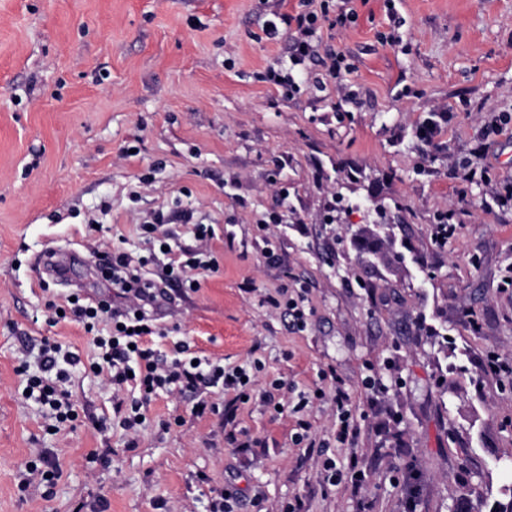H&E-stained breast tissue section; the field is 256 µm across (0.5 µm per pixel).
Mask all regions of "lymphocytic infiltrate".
I'll use <instances>...</instances> for the list:
<instances>
[{
	"label": "lymphocytic infiltrate",
	"instance_id": "f902f5d3",
	"mask_svg": "<svg viewBox=\"0 0 512 512\" xmlns=\"http://www.w3.org/2000/svg\"><path fill=\"white\" fill-rule=\"evenodd\" d=\"M356 18L351 8L332 11L331 0H298L293 12L277 14L275 20L263 27L265 37L270 40L278 39L283 33L290 35L287 70L270 67L257 73V80L274 86L288 97L300 90L298 75L308 64L317 63L334 80L338 93H345L344 78L352 66L345 54L323 46L320 31L326 26L354 22ZM195 236L199 243L196 250L187 252L185 260L168 262L164 272L152 276L146 272L147 258L113 250L106 265L112 271V284L119 290L120 303L105 299L85 303L78 299L65 301L61 306L64 318L82 324L86 332L92 333L100 350L96 360L89 364L90 371L104 377L115 389H123L128 383L138 389V399L131 401L129 412L119 421L127 433H137L143 407L160 390L194 393L200 387L219 384L241 398L250 394L244 380L245 369L228 370L220 363L196 358L185 340L175 342L169 357L151 344L152 336L157 333L153 311L170 301L169 286L175 282L185 288L200 284L218 267L217 259L206 246V228L196 227ZM62 361L73 365L78 357L63 351L58 343L44 342L41 372L26 380L31 398L50 407L59 423L75 418L69 394L63 387L67 373L58 367Z\"/></svg>",
	"mask_w": 512,
	"mask_h": 512
}]
</instances>
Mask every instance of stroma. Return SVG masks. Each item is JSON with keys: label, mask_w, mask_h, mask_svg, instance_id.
<instances>
[{"label": "stroma", "mask_w": 512, "mask_h": 512, "mask_svg": "<svg viewBox=\"0 0 512 512\" xmlns=\"http://www.w3.org/2000/svg\"><path fill=\"white\" fill-rule=\"evenodd\" d=\"M295 4L0 0V512H212L224 492L235 512L297 497L307 512H494L512 499V376L481 368L491 353L512 367V208L497 204L512 127L491 131L512 113V0H396L397 29L385 0H351L356 23L321 31L354 67L349 112L314 88L320 65L291 98L256 81L286 56L264 23ZM442 106L452 122L421 140ZM462 159L473 181L450 175ZM185 208L194 221L169 225L171 255L195 249L206 224L219 269L172 288L157 344L185 338L247 369L245 451L224 442L233 394L219 386L158 392L128 435L117 406L134 390L86 370L95 348L80 326L46 321L50 302L111 296L99 253L149 255L138 224ZM274 211L287 223H267ZM443 211L458 231L438 245ZM281 288L303 326L266 303ZM45 337L81 358L65 384L77 417L56 432L23 394ZM330 371L370 472L357 494L321 490L317 445L338 452ZM371 373L389 387L373 403ZM275 380L280 413L257 396ZM200 400L217 412L197 414ZM301 419L315 447L293 443ZM45 452L50 487L25 468Z\"/></svg>", "instance_id": "1"}]
</instances>
